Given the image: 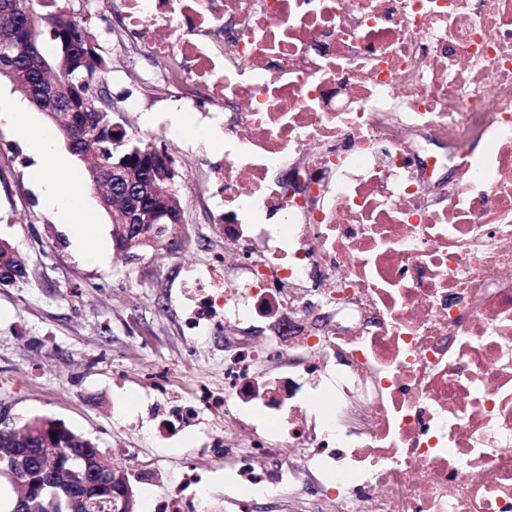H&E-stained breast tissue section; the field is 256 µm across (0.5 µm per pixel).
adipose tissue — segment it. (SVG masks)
<instances>
[{
  "label": "adipose tissue",
  "mask_w": 512,
  "mask_h": 512,
  "mask_svg": "<svg viewBox=\"0 0 512 512\" xmlns=\"http://www.w3.org/2000/svg\"><path fill=\"white\" fill-rule=\"evenodd\" d=\"M0 115L10 120L19 136L27 143L36 161V168L41 178L42 194L46 204L60 223L70 225L81 215V202L86 190L85 185L60 191L53 177L48 173L45 161V147L49 134L41 128L31 125L25 118L19 105L0 109Z\"/></svg>",
  "instance_id": "1"
}]
</instances>
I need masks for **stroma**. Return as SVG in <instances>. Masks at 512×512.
<instances>
[{
  "label": "stroma",
  "instance_id": "stroma-1",
  "mask_svg": "<svg viewBox=\"0 0 512 512\" xmlns=\"http://www.w3.org/2000/svg\"><path fill=\"white\" fill-rule=\"evenodd\" d=\"M66 6L107 60L115 121L174 158L184 220L167 248L136 256L117 250L96 191L74 227L59 224L42 203L26 145L0 121V241L27 267L25 278L0 286V402L15 417L52 418L90 438L128 472L135 512H155L190 463L206 512H224L236 487L224 467L223 416L198 407L193 421L177 420L201 390H224V323L194 319L196 279L224 251L223 228L202 200L224 148L168 139L167 125L200 123L203 113H188L157 86L166 65L110 33L93 0ZM79 234L105 257H89Z\"/></svg>",
  "mask_w": 512,
  "mask_h": 512
}]
</instances>
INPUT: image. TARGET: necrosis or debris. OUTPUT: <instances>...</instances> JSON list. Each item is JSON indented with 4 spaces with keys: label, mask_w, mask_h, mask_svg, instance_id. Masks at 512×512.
Returning a JSON list of instances; mask_svg holds the SVG:
<instances>
[{
    "label": "necrosis or debris",
    "mask_w": 512,
    "mask_h": 512,
    "mask_svg": "<svg viewBox=\"0 0 512 512\" xmlns=\"http://www.w3.org/2000/svg\"><path fill=\"white\" fill-rule=\"evenodd\" d=\"M108 4L222 132L212 268L247 270L250 297L201 283L196 317L272 330L213 403L246 440L224 446L237 484L276 494V449L289 491L331 485L316 512H512V0ZM416 132L449 152L421 158Z\"/></svg>",
    "instance_id": "4bbe7bcc"
}]
</instances>
